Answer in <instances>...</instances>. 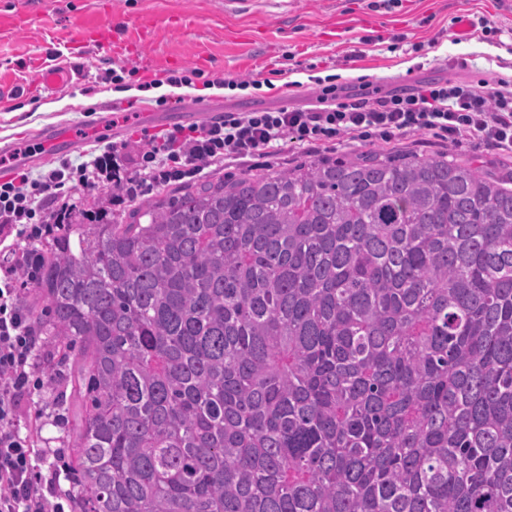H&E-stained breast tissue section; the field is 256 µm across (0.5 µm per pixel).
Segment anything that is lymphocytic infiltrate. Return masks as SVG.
<instances>
[{"mask_svg":"<svg viewBox=\"0 0 512 512\" xmlns=\"http://www.w3.org/2000/svg\"><path fill=\"white\" fill-rule=\"evenodd\" d=\"M415 134L454 146L478 140L512 152V79L479 89L452 79L424 81L374 98L328 89L307 108L228 111L209 124L176 126L160 135L145 131L141 138L148 147L133 158V176L116 178L115 185L132 199L155 186L195 177L205 166L274 155L290 143L325 145L343 137L389 143ZM121 151L114 145L90 160L65 162L35 178L23 172L18 181L0 182V228L24 242L53 235L69 209L45 212L43 200L63 196L72 182L94 187L97 175ZM38 261L36 251H23L0 272V512H68L72 506L60 484L65 466L49 460L20 425L23 401L44 387L33 361L37 339L19 303Z\"/></svg>","mask_w":512,"mask_h":512,"instance_id":"1","label":"lymphocytic infiltrate"}]
</instances>
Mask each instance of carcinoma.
<instances>
[{"label": "carcinoma", "mask_w": 512, "mask_h": 512, "mask_svg": "<svg viewBox=\"0 0 512 512\" xmlns=\"http://www.w3.org/2000/svg\"><path fill=\"white\" fill-rule=\"evenodd\" d=\"M510 183L367 153L70 212L20 302L74 512H512Z\"/></svg>", "instance_id": "obj_1"}]
</instances>
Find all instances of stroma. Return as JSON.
Segmentation results:
<instances>
[{
	"label": "stroma",
	"mask_w": 512,
	"mask_h": 512,
	"mask_svg": "<svg viewBox=\"0 0 512 512\" xmlns=\"http://www.w3.org/2000/svg\"><path fill=\"white\" fill-rule=\"evenodd\" d=\"M473 15L488 18L492 31L458 40L457 19ZM55 65L75 68L79 76L50 96L35 74ZM114 70L124 94L115 92ZM172 75L189 83L170 92L168 104L135 92L142 83ZM503 75H512V0H251L243 13L225 12L224 0H0V85L16 89L10 107L0 111V147L28 145L48 125L66 127L76 137L12 163V175L22 169L35 176L64 160L77 164L115 142L134 155L141 145L131 128L155 134L195 123V116L175 107L181 97L220 116L312 105L328 85L390 90L453 78L479 87ZM222 80L232 89L205 93L207 82ZM115 112L124 122L113 123ZM369 151L445 153L485 172L512 170L511 154L482 143L457 147L418 135L389 144L346 138L316 147L291 144L273 156L206 166L202 176L234 178L319 158L353 160ZM116 195L104 179L93 189L73 188L67 199L78 209H107L121 221L156 192L121 204ZM65 376L56 368L21 412L22 422H35L39 447L61 452L69 439L67 424L56 421L69 414Z\"/></svg>",
	"instance_id": "35a3bbf8"
}]
</instances>
